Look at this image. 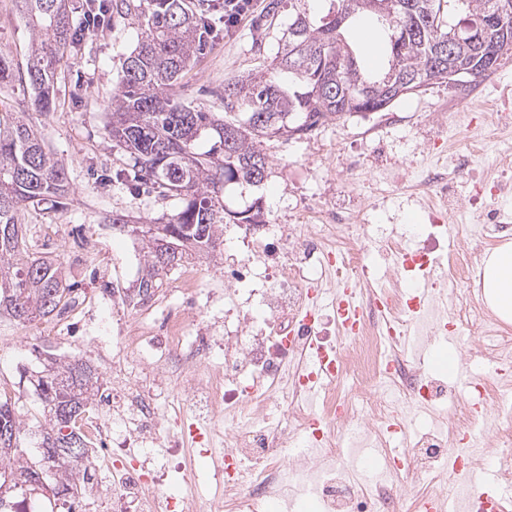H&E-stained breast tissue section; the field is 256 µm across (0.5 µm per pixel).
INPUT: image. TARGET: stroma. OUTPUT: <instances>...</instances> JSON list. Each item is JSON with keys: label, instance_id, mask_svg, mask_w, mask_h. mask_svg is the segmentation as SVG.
<instances>
[{"label": "stroma", "instance_id": "35a3bbf8", "mask_svg": "<svg viewBox=\"0 0 512 512\" xmlns=\"http://www.w3.org/2000/svg\"><path fill=\"white\" fill-rule=\"evenodd\" d=\"M269 2L254 0L252 14L229 34L224 31L223 8L206 12L214 44L179 79L180 102L223 112L225 80L271 68L296 6L291 0H279L270 25L256 29L254 17ZM32 39L15 0H0V52L26 67ZM135 44V25L119 16L88 35L80 51L66 56L58 67L54 111L32 110L21 82L0 91V113L25 112L64 165L70 187L59 207L29 204L21 210L28 252L57 264L70 287L67 306L25 324L0 312V396L11 399L32 433L45 422L37 379L55 358L90 365L100 377L99 410L110 413L112 336L120 322L113 312L114 299L120 295L129 303L139 301L140 283L147 272L148 239L143 230L149 224L166 223L175 208L173 200L158 194H134L115 176L128 162L113 150L108 138L112 96L121 63ZM464 92L461 86L433 82L386 110L333 121L300 137L274 138L264 145L269 166L263 185L226 186L224 205L241 211L260 202L268 225L293 223L295 215L304 211H352L368 205L374 209L372 223L384 232L407 234L411 225L428 224V201L393 192L381 181L356 185L354 176L343 172V163L358 159L384 174L450 149L468 150L472 136L478 135L490 144L475 154L473 168L479 173L496 172L493 126H484L475 134L456 131L446 141L433 136V121L447 113ZM116 214L128 216L127 228L113 227ZM231 230L234 254L220 247L207 255L195 254L179 266L159 270L155 278L154 293L163 308H175L183 299L179 286L183 271H195L200 288L216 294L207 316L215 320L218 336L224 333L225 270L232 267L234 256L248 252L253 240L270 247L277 244L268 230L255 238L241 233L239 225H232Z\"/></svg>", "mask_w": 512, "mask_h": 512}]
</instances>
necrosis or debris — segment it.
<instances>
[{"label":"necrosis or debris","instance_id":"1","mask_svg":"<svg viewBox=\"0 0 512 512\" xmlns=\"http://www.w3.org/2000/svg\"><path fill=\"white\" fill-rule=\"evenodd\" d=\"M471 153H452L423 165L416 189L438 199L425 247L389 245L392 269L376 275L367 261L370 226L361 212H318L313 224L280 227L282 253L268 258L257 244L238 260L224 284V333L208 335L197 279L184 272L191 293L178 312L166 313L161 336L127 320L112 342V416L84 414L80 425L94 448L96 470L112 475L113 503L135 512H259L265 500L291 507L314 497L320 512H429L430 503H455L460 512H493L470 482L449 484L448 454L465 446L461 472L492 465L512 480V336L470 296L437 291L421 317L400 289L402 272L440 281L465 280L472 256L507 231L496 213L484 229L456 223L454 191L471 169ZM338 288L357 299L361 320L345 335L339 315L323 314L319 300ZM465 338L468 354L493 364L474 379V403L459 402L457 385L430 376L410 353L414 335L440 332ZM140 363L131 365L128 352ZM178 390L202 410L189 433L220 449L224 459L208 481L186 461L183 442L168 433L159 404ZM383 449L381 464L361 477L357 461ZM176 464L181 497L161 489ZM425 474L426 483L413 480Z\"/></svg>","mask_w":512,"mask_h":512}]
</instances>
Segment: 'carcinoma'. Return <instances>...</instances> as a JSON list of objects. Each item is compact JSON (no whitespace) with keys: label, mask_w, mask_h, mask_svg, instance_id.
Returning <instances> with one entry per match:
<instances>
[{"label":"carcinoma","mask_w":512,"mask_h":512,"mask_svg":"<svg viewBox=\"0 0 512 512\" xmlns=\"http://www.w3.org/2000/svg\"><path fill=\"white\" fill-rule=\"evenodd\" d=\"M32 28L26 75L32 105L50 112L56 99V64L77 49L71 0H18ZM326 14L296 13L284 31L275 67L224 81V117L176 101L174 85L208 44L203 16L189 0H89L137 24L135 48L125 57L112 98V148L127 156L131 187L178 200L162 237L180 247L168 261L148 251L142 291L151 292L159 269L192 253L215 250L224 223V188L259 186L267 176L262 143L276 130L301 136L330 121L379 112L430 80L454 84L486 80L500 60L512 56V17L488 26L487 19L512 0H329ZM370 21L386 32V59L364 73L359 49L346 40L355 21ZM469 27L462 28V21ZM453 34L450 67L438 68L434 49ZM291 79L283 88L274 73ZM16 80L13 59L0 53V88ZM211 147L198 150V142ZM67 174L55 154L29 125L25 113L0 117V230L21 226L27 203L56 205L66 197ZM235 224H261L257 203L230 214ZM68 288L50 260L31 259L22 233L0 236V307L20 323L46 317L65 305ZM49 431L41 447L83 439L72 428L100 390L99 376L79 362H52L37 381ZM0 487L37 490L50 473L55 494H72L88 482L84 458L65 452L41 454L31 465L19 448L20 414L0 400Z\"/></svg>","instance_id":"1"}]
</instances>
